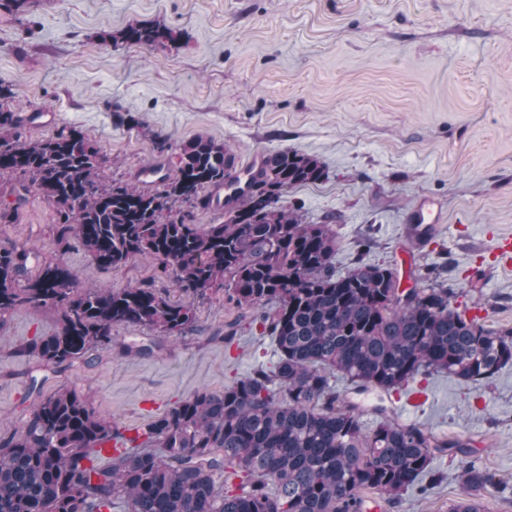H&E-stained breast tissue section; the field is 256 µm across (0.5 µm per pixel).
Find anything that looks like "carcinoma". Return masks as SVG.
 I'll use <instances>...</instances> for the list:
<instances>
[{
	"label": "carcinoma",
	"instance_id": "1",
	"mask_svg": "<svg viewBox=\"0 0 512 512\" xmlns=\"http://www.w3.org/2000/svg\"><path fill=\"white\" fill-rule=\"evenodd\" d=\"M182 37L162 24L127 27L113 47L156 46ZM0 81V179L20 176L17 200L35 189L53 206L55 242H77L104 270L117 272L149 254L180 298L150 285H81L58 262L27 249H0V314L51 308L57 331L36 336L21 353L69 366L112 344L118 325L148 327L165 337L195 324V302L215 289L252 312L274 338L272 370L255 371L220 391L200 389L155 417L135 445L103 466L95 444L112 436L73 389L41 399L22 425L0 439V512H103L117 499L130 512H365V492L393 501L419 487L439 454L466 456L471 440L439 438L401 425L375 408L362 412L336 395L341 377L356 391L392 395L433 373L480 384L512 368V328H489L445 271L427 268L400 288L389 264L357 261L336 271V233L308 224L283 204L291 189L326 177L321 161L299 150L269 152L247 185L224 202V223L197 224L213 207L211 192L233 181L235 156L202 135L173 146L127 115L167 162L159 187L107 175L109 159L77 126L28 140ZM240 479L234 490L224 479ZM493 477L475 468L458 476L449 512H481L477 492Z\"/></svg>",
	"mask_w": 512,
	"mask_h": 512
}]
</instances>
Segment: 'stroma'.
<instances>
[{
  "label": "stroma",
  "instance_id": "35a3bbf8",
  "mask_svg": "<svg viewBox=\"0 0 512 512\" xmlns=\"http://www.w3.org/2000/svg\"><path fill=\"white\" fill-rule=\"evenodd\" d=\"M156 22L182 31V41L116 49L106 40ZM0 80L20 114L55 115L50 125L25 123L27 138L80 127L116 179L156 160L152 142L118 124L119 113L175 145L198 135L224 142L242 164L279 149L316 156L325 180L283 201L307 223L331 225L338 272L359 260L389 264L409 288L419 269L444 267L460 303L480 302L486 325L512 327V269L489 261L498 239L512 235V0H27L17 12L0 5ZM424 199L441 217L430 240L417 238L410 219ZM53 220L52 205L30 192L15 222L0 223V247L35 250L85 284L168 290L151 256L115 273L80 245L59 251ZM366 237L373 246L363 254ZM195 310L185 335L120 325L111 348L65 368L21 353L56 331L54 310L0 315V437L38 397L62 388L115 429H142L196 390L273 367L275 342L249 311L220 292ZM424 387L425 402L402 411L336 382L366 426L380 405L400 423L471 440L470 455L435 459L434 488L379 512H448L467 466L494 480L478 493L482 512H512V368L478 386L438 373Z\"/></svg>",
  "mask_w": 512,
  "mask_h": 512
}]
</instances>
